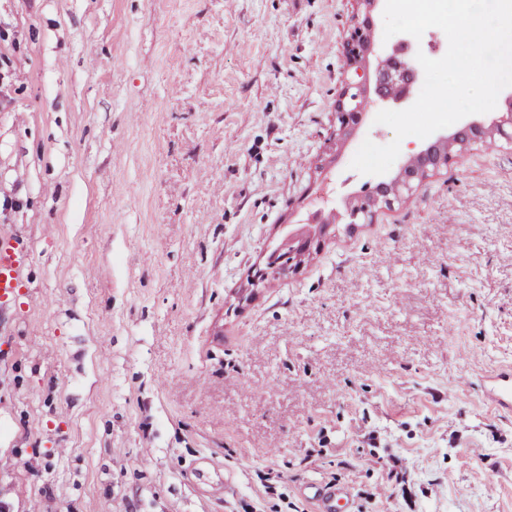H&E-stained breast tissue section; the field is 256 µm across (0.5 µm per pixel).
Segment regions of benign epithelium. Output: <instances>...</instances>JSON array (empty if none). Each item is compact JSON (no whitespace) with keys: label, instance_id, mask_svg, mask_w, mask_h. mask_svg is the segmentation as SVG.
Here are the masks:
<instances>
[{"label":"benign epithelium","instance_id":"1","mask_svg":"<svg viewBox=\"0 0 512 512\" xmlns=\"http://www.w3.org/2000/svg\"><path fill=\"white\" fill-rule=\"evenodd\" d=\"M357 8L351 18L342 44L346 80L336 98V141L343 142L360 126L364 111L371 108L404 107L411 103L412 85L418 78L416 68L408 64L417 55L412 42L402 38L385 51L375 68L374 86H369V56L375 49V11L384 6V0H355ZM505 113L486 124L467 120L447 136L423 149L414 150L403 162L397 175L371 190V194L347 203L345 219L351 224H365L372 220L376 209L389 206L405 193H411L429 175L448 166L457 147L482 142L495 136L512 139V100L505 101ZM322 238L290 236L272 247L263 267L251 279L259 288L276 279L271 262L280 254L288 258L291 271L298 270L311 250L320 246Z\"/></svg>","mask_w":512,"mask_h":512}]
</instances>
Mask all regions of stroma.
Listing matches in <instances>:
<instances>
[{
  "mask_svg": "<svg viewBox=\"0 0 512 512\" xmlns=\"http://www.w3.org/2000/svg\"><path fill=\"white\" fill-rule=\"evenodd\" d=\"M354 0H0L9 512H512V141L455 151L254 290L337 159ZM468 387H460V377ZM26 248L17 241L0 238V305L6 304L22 288L20 273ZM491 399L501 410L512 411V369L495 371L490 375ZM316 489L312 496V501L316 505L317 512H334L338 511L343 506L342 502H345L347 496L345 492L336 486H311Z\"/></svg>",
  "mask_w": 512,
  "mask_h": 512,
  "instance_id": "obj_1",
  "label": "stroma"
}]
</instances>
